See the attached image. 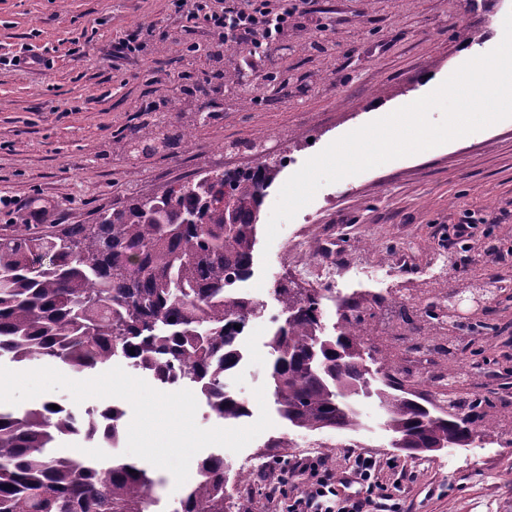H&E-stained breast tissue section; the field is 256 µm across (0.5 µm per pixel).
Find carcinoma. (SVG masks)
I'll use <instances>...</instances> for the list:
<instances>
[{"label":"carcinoma","mask_w":512,"mask_h":512,"mask_svg":"<svg viewBox=\"0 0 512 512\" xmlns=\"http://www.w3.org/2000/svg\"><path fill=\"white\" fill-rule=\"evenodd\" d=\"M224 92L253 103L271 84L254 82L235 64L221 73ZM195 124L151 145L129 139L131 155L193 136ZM283 168L271 159L253 168L209 172L161 195L131 199L95 224H29L0 237V356L17 363L59 360L75 371L121 357L163 388L197 385L210 410L232 422L250 413L224 387L239 361L241 339L230 327L260 313L235 288L252 272L256 228L267 189ZM286 314L267 336L279 415L300 430L355 431L353 398L376 396L393 442L409 448H466L497 432L478 403L448 395V409L426 406L399 382L371 390L361 311L325 334L321 290L281 284ZM84 421L63 405L14 413L0 405V512H149L156 481L139 462H109L53 452V443L85 432L110 442L123 411L107 406ZM228 466L220 454L201 460L197 478L172 512H226Z\"/></svg>","instance_id":"carcinoma-1"}]
</instances>
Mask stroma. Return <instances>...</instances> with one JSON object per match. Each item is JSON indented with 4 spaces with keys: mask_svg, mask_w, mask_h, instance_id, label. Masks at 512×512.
Segmentation results:
<instances>
[{
    "mask_svg": "<svg viewBox=\"0 0 512 512\" xmlns=\"http://www.w3.org/2000/svg\"><path fill=\"white\" fill-rule=\"evenodd\" d=\"M512 0H308L259 73H280L287 91L243 105L225 97L213 59L221 35L203 20L175 18L171 0H0V225L22 226L32 202L47 206L49 224H89L134 197L162 194L194 175L254 166L243 150L270 133L271 153L287 157L267 190L257 225L252 274L243 292L265 307L243 338L245 361L225 386L247 401L268 385L273 357L265 336L280 309L278 283L306 287L296 269L331 263L336 278L321 303L327 334L338 332L349 304L396 318L386 300H418L422 288L495 280L481 321L456 352L472 375L467 392L484 397L503 433L466 448L399 453L372 398L357 407L361 428L322 431L319 455L332 468L349 452L372 454L395 480L403 512H512V118L484 130L328 184L274 242L266 226L281 183L310 157L353 128L427 94L500 40ZM317 36L293 50L297 34ZM137 37L139 56L117 51ZM49 59L46 67L26 57ZM210 91L190 107L166 113L169 131L189 121L188 141L132 157L122 148L146 105L194 89L201 71ZM474 226L470 241H449L454 225ZM371 241L368 252L357 250Z\"/></svg>",
    "mask_w": 512,
    "mask_h": 512,
    "instance_id": "stroma-1",
    "label": "stroma"
}]
</instances>
